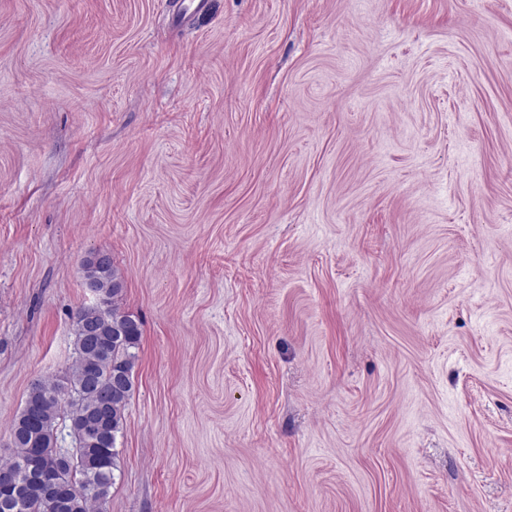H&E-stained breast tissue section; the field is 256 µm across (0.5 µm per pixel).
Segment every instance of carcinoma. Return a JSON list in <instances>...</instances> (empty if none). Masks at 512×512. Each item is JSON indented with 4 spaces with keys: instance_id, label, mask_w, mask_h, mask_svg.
Returning <instances> with one entry per match:
<instances>
[{
    "instance_id": "cac0c4a2",
    "label": "carcinoma",
    "mask_w": 512,
    "mask_h": 512,
    "mask_svg": "<svg viewBox=\"0 0 512 512\" xmlns=\"http://www.w3.org/2000/svg\"><path fill=\"white\" fill-rule=\"evenodd\" d=\"M83 269L98 304L75 313L72 366L60 379L33 384L11 424L0 502L11 498L17 477L23 500L0 512H100L109 499L142 329L139 319L120 311L122 279L112 258L94 252ZM62 425L72 438L69 448L57 446Z\"/></svg>"
}]
</instances>
